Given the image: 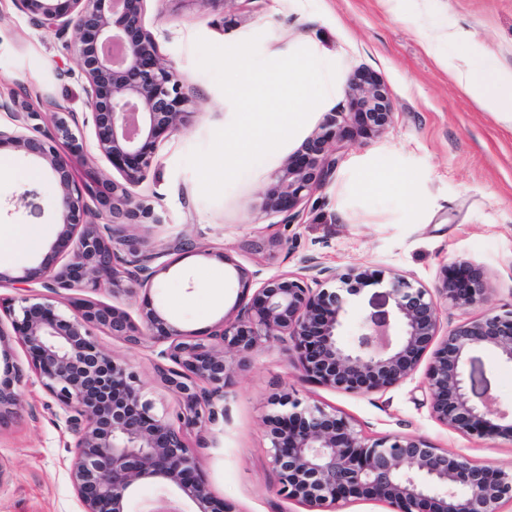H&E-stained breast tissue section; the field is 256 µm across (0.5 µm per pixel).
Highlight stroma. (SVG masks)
Here are the masks:
<instances>
[{
    "label": "stroma",
    "instance_id": "1",
    "mask_svg": "<svg viewBox=\"0 0 512 512\" xmlns=\"http://www.w3.org/2000/svg\"><path fill=\"white\" fill-rule=\"evenodd\" d=\"M142 18L190 98L189 126L162 135L154 163L138 193L166 223L137 224L129 234L144 246L160 249L184 236L197 250L173 251L147 294L113 300L106 290L93 292L101 302H116L131 316L144 303L170 313L183 329L206 335L234 304L240 291L237 267L268 278L295 272L309 258L344 268L355 264L396 272L415 285L433 287L443 266L467 258L480 266L492 291L481 305L462 311L440 308L442 329L486 312L512 309V127L498 122L461 96L439 59L449 66L469 61L477 43L497 66L512 69V0H143ZM465 31L466 41L452 40ZM296 32L344 62L345 82L378 78L394 113L381 134L371 133L355 104L340 97L335 110L348 114L343 131V160L313 203L302 206L297 222L260 213V196L275 183L276 168L225 190L214 201L203 197L186 156L209 146L232 109L212 76L198 69L194 42L202 37L232 45L259 36V52L272 59L287 51ZM77 32L47 31L17 8L0 0V98L26 95L43 138L54 134L52 115L65 106L77 116L90 112L85 77L75 53ZM0 157L11 176L0 179V225L38 232L41 245L13 271L39 264L61 266L67 253L57 238L56 216L18 205L27 189L42 200L58 192L49 172L32 176L37 160L10 146ZM375 157L412 176L429 209L414 216L407 200L390 195L375 200L345 193L349 163ZM288 248L276 247V240ZM226 252L230 263L215 259ZM223 284L213 291V281ZM101 347L127 363L151 395L168 406L176 400L154 373L150 348L133 347L101 333ZM498 407L512 406V364L488 349L478 353ZM423 373L387 392L352 394L307 379L285 346L267 342L252 353L224 394V420L212 426L208 445L199 449L200 467L212 495L237 512H313L277 493L270 463L266 418L277 411L273 395L292 393L317 401L349 417L369 438L418 435L437 448L512 473V441H483L463 435L430 414ZM17 418L0 427V512H82L69 478L75 437L64 410L37 379L18 389Z\"/></svg>",
    "mask_w": 512,
    "mask_h": 512
}]
</instances>
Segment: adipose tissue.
Wrapping results in <instances>:
<instances>
[{
	"label": "adipose tissue",
	"mask_w": 512,
	"mask_h": 512,
	"mask_svg": "<svg viewBox=\"0 0 512 512\" xmlns=\"http://www.w3.org/2000/svg\"><path fill=\"white\" fill-rule=\"evenodd\" d=\"M450 78L461 95L481 110L495 115L503 124L512 125V70L482 62L453 70ZM345 189L351 195L366 199L397 194L405 197L417 213L428 206L411 176L384 166L374 158L363 159L356 165Z\"/></svg>",
	"instance_id": "1"
}]
</instances>
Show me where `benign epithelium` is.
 Returning a JSON list of instances; mask_svg holds the SVG:
<instances>
[{"label": "benign epithelium", "mask_w": 512, "mask_h": 512, "mask_svg": "<svg viewBox=\"0 0 512 512\" xmlns=\"http://www.w3.org/2000/svg\"><path fill=\"white\" fill-rule=\"evenodd\" d=\"M31 18L58 35L77 16L75 50L86 79L85 93L100 153L120 162L121 179L88 184L76 179L72 160L82 154V132L74 115L54 113L57 147L29 125L36 113L25 100L0 101L12 125L0 127L8 144L37 159L56 177L58 194L50 202L58 238L70 247L68 261L41 265L13 275L0 270V286L38 284L51 293L107 287L116 299L147 291L167 270L157 263L165 250H144L124 234L130 224H162L155 207L133 189L152 166L157 137L187 129L189 99L142 19L143 0H15ZM347 94L369 111L370 131L391 123V103L376 78L349 85ZM345 113L333 112L306 143L303 162L285 164L276 187L262 194L260 210L285 214L293 224L300 204L309 201L335 173L342 147ZM109 213L107 224L83 221L86 198ZM241 294L206 336L181 328L164 311L145 306L140 322L120 308L99 301L73 302L70 317L27 296L7 317L27 353L29 369L13 364L0 382V426L15 415L14 386L33 372L59 402L76 436L69 468L83 512H126L129 492L139 483L162 480L193 502L196 512H236L211 495L198 474L199 460L188 434L206 439L224 407L235 369L250 361L263 342H281L298 354L304 375L349 393L384 392L410 380L429 359L425 388L431 415L440 423L480 440L512 439V410L493 408L473 353L492 349L512 364V309L469 318L439 334L442 300L459 309L487 301L490 284L472 261L444 266L433 288L415 286L406 276L389 275L369 265L344 269L315 258L299 272L259 282L236 266ZM362 284L383 285L382 303L365 314L351 344L341 340L350 296ZM104 332L132 347L165 345L157 353L158 380L176 394L172 414L156 411L145 386L125 364L97 343ZM436 348H431L436 337ZM284 408L269 418L270 457L278 473V493L313 508L336 507L351 498L373 500L392 512H501L512 503V474L477 464L466 456L432 446L416 435L369 439L334 409L287 395L275 398Z\"/></svg>", "instance_id": "obj_1"}]
</instances>
